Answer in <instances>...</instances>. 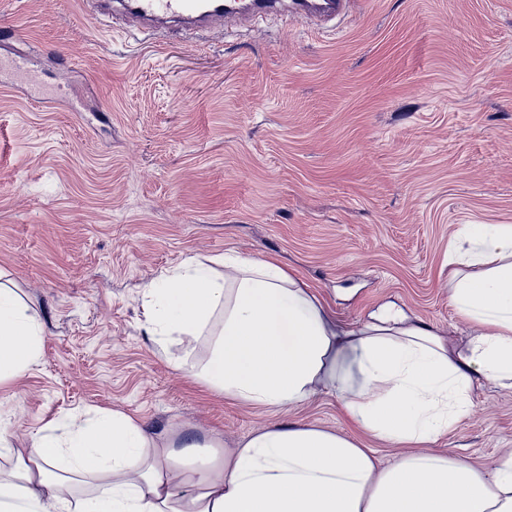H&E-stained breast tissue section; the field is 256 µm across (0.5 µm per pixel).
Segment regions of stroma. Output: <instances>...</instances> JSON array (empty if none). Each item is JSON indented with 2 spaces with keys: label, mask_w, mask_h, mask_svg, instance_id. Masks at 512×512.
<instances>
[{
  "label": "stroma",
  "mask_w": 512,
  "mask_h": 512,
  "mask_svg": "<svg viewBox=\"0 0 512 512\" xmlns=\"http://www.w3.org/2000/svg\"><path fill=\"white\" fill-rule=\"evenodd\" d=\"M41 53L31 100L0 74V275L41 318V357L0 385L25 443L105 409L233 447L273 422L343 429L334 396L277 414L214 396L142 329L143 286L234 251L297 273L348 325L393 302L455 335L448 242L512 225V0H353L182 36L83 0H0ZM437 451L512 448V390L476 387Z\"/></svg>",
  "instance_id": "35a3bbf8"
}]
</instances>
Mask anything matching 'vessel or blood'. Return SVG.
<instances>
[{
    "mask_svg": "<svg viewBox=\"0 0 512 512\" xmlns=\"http://www.w3.org/2000/svg\"><path fill=\"white\" fill-rule=\"evenodd\" d=\"M94 13L110 19L121 13L146 28L223 29L239 11L260 21L271 14H285L299 21L333 20L351 0H87Z\"/></svg>",
    "mask_w": 512,
    "mask_h": 512,
    "instance_id": "vessel-or-blood-1",
    "label": "vessel or blood"
}]
</instances>
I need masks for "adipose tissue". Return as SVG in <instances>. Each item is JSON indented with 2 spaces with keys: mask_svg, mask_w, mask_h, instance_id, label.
Wrapping results in <instances>:
<instances>
[{
  "mask_svg": "<svg viewBox=\"0 0 512 512\" xmlns=\"http://www.w3.org/2000/svg\"><path fill=\"white\" fill-rule=\"evenodd\" d=\"M142 294L144 333L175 369L252 407L337 396L353 433L277 423L226 448L120 412L68 415L24 448L0 431V512H512V450L475 465L433 449L475 385L512 389L511 224H465L448 243L460 342L393 303L343 324L296 274L233 253L188 258ZM42 336L0 284V385L38 362ZM367 437L398 454L380 460Z\"/></svg>",
  "mask_w": 512,
  "mask_h": 512,
  "instance_id": "obj_1",
  "label": "adipose tissue"
}]
</instances>
